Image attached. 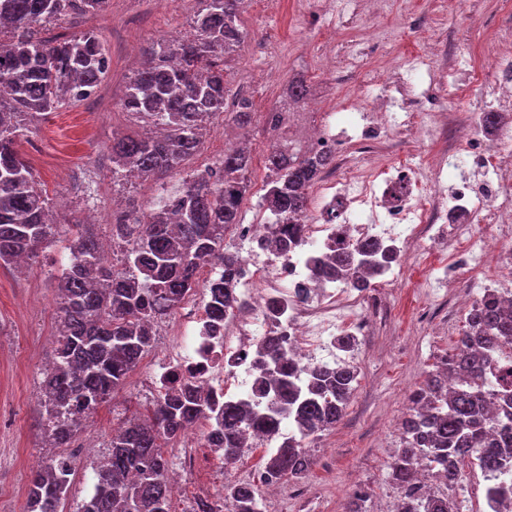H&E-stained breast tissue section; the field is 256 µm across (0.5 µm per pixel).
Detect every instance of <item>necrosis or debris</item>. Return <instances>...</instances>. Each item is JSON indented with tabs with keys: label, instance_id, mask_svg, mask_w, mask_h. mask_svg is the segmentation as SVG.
<instances>
[{
	"label": "necrosis or debris",
	"instance_id": "obj_1",
	"mask_svg": "<svg viewBox=\"0 0 512 512\" xmlns=\"http://www.w3.org/2000/svg\"><path fill=\"white\" fill-rule=\"evenodd\" d=\"M481 82L491 92L472 109L453 147L431 161L411 154L398 167L381 161L363 165L371 141L354 136V129L363 123L387 137L436 139L448 125L439 102L409 94L397 111L357 102L317 113L311 122L286 110L259 113L268 144L286 141L304 153H329L334 174L311 187L314 206L299 247L264 250L268 226L257 215L250 223L230 226L245 273L235 306L215 325L206 314L205 289L186 298L164 322V364L149 354L138 362L141 386H200L219 403L254 396V350L271 338L296 367L335 365L337 337L363 335L378 288L397 285L409 258H424L443 244L446 225H454L455 238L468 242L456 256L459 268L474 271L512 260V93L506 90L512 52L495 51ZM486 112L504 117L492 137L482 122ZM373 238L396 255L382 270L378 287L361 290L317 278L313 259ZM211 431L203 420L188 425L179 438L180 469L200 483L207 480L202 456L210 451Z\"/></svg>",
	"mask_w": 512,
	"mask_h": 512
}]
</instances>
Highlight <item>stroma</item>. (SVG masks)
<instances>
[{"mask_svg": "<svg viewBox=\"0 0 512 512\" xmlns=\"http://www.w3.org/2000/svg\"><path fill=\"white\" fill-rule=\"evenodd\" d=\"M461 2L458 12L447 15L439 0H416L408 18L402 0H387L368 20L361 0H336L335 11L326 13L304 10L301 0H248L239 17L244 41L225 67L227 91L246 93L254 111L262 112L278 106L288 82L301 76L309 98L325 109L367 94L397 101L417 57L429 53L434 69L417 92L463 113L486 92L481 77L491 37L512 34V0ZM201 7L200 0H110L105 12H69L47 27L50 38L99 34L110 66L90 97L29 118L17 139L19 153L54 205V224L48 243L26 266H0V512H26L33 473L28 459L45 446L41 370L53 356L58 335L55 284L69 264L72 225L88 223L89 211L97 210L92 230L102 244H111L114 216L132 205L151 212L161 196L176 193L185 178L214 164L229 146L219 118L180 173L112 182L113 139L140 131L123 108L136 68L130 49L189 35ZM374 25L394 30L398 49L393 59L374 44ZM329 49L341 62L355 53L368 55L378 80L366 89L358 77L323 72L318 58ZM453 264L445 248L427 260L408 262L387 300L386 315L371 319L353 354L359 381L343 419L312 439L311 471L301 481L282 483L266 512H341L358 490L367 494L368 512H392L398 491L387 478L388 465L401 445L409 395L440 358L453 352L466 327L456 297L480 293L482 276L471 271L459 274L443 300L431 299V267ZM151 399L136 375H129L113 398L84 420L76 442L92 439L100 453H107L113 429Z\"/></svg>", "mask_w": 512, "mask_h": 512, "instance_id": "1", "label": "stroma"}]
</instances>
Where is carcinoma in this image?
<instances>
[{
    "mask_svg": "<svg viewBox=\"0 0 512 512\" xmlns=\"http://www.w3.org/2000/svg\"><path fill=\"white\" fill-rule=\"evenodd\" d=\"M110 0H0V263L33 257L51 235L48 197L29 162L16 149L21 122L52 112L68 99L88 97L108 68L100 37L93 31L48 39L43 31L67 11L100 13ZM192 34L178 41L152 42L146 64L131 79L123 101L135 120L159 133L112 142V183L127 174L176 173L202 144L204 119L224 116L247 128L253 112L226 111L220 62L243 41L238 24L243 0H202ZM307 95L301 79L288 83L286 98L300 104ZM266 167L272 180L264 196L270 211L265 248L286 251L303 242L309 187L332 167L329 154L293 157L272 146ZM253 156L243 148L224 150L215 167L185 179L170 202L142 215L125 212L131 223L112 225V242L124 248L123 268L100 261L97 237L78 230L69 239V265L58 278L62 330L51 365L44 372L45 416L67 419L47 431L49 445L64 448L81 422L124 384L139 359L154 349L153 327L174 314L198 287L197 272L218 257L224 272L208 284L207 307L220 322L236 301L239 255L224 248V231L241 223ZM393 259L376 241L341 251L319 263L321 276L365 288ZM458 352L426 373L409 397L403 439L388 466L399 489L395 512H459L443 490L415 485L425 467L447 488L459 485L462 465L479 468L486 505L512 499V302L485 292L468 311ZM260 392L264 411L249 400H224L217 408L198 391L159 394L147 414L135 416L112 436L97 470L93 495L79 512H171L170 462L166 445L197 418L217 424L224 460L241 457L248 436L264 448L263 483L304 478L314 461L304 440L336 427L346 413L357 377L356 365H319L300 380L278 355L271 339L260 351ZM72 467L55 455L34 472L28 485V512H58L70 486ZM195 512H263L258 486L224 482V510L199 500Z\"/></svg>",
    "mask_w": 512,
    "mask_h": 512,
    "instance_id": "1",
    "label": "carcinoma"
}]
</instances>
